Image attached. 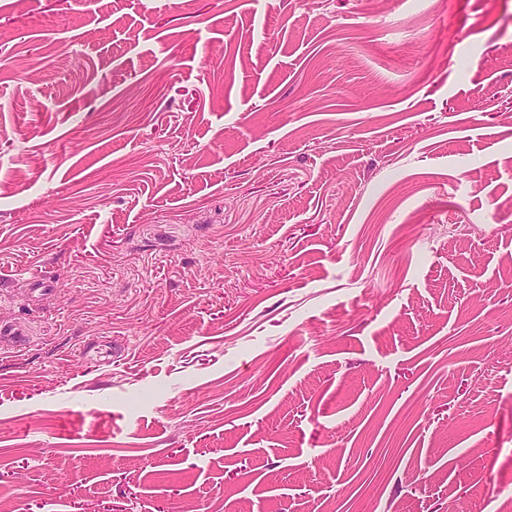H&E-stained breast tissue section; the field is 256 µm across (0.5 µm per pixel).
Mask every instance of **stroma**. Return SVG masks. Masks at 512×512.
Returning a JSON list of instances; mask_svg holds the SVG:
<instances>
[{
  "instance_id": "stroma-1",
  "label": "stroma",
  "mask_w": 512,
  "mask_h": 512,
  "mask_svg": "<svg viewBox=\"0 0 512 512\" xmlns=\"http://www.w3.org/2000/svg\"><path fill=\"white\" fill-rule=\"evenodd\" d=\"M0 512H512V0H0Z\"/></svg>"
}]
</instances>
